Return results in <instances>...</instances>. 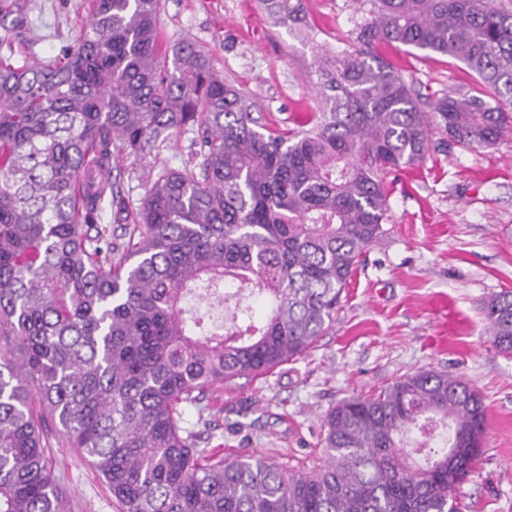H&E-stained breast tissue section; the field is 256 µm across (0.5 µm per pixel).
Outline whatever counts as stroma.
I'll use <instances>...</instances> for the list:
<instances>
[{"label": "stroma", "mask_w": 512, "mask_h": 512, "mask_svg": "<svg viewBox=\"0 0 512 512\" xmlns=\"http://www.w3.org/2000/svg\"><path fill=\"white\" fill-rule=\"evenodd\" d=\"M369 0H303L316 41L352 49ZM92 0H0V59L49 61L73 45ZM158 27L169 43L188 39L215 70L250 93L268 123L296 128L317 109L312 44L274 25L261 0H161ZM315 41V42H316ZM422 103L476 84L451 58L386 46ZM194 130L137 166L124 182L126 209L104 200V223H132L164 167L185 168ZM388 220L342 298L335 323L295 361L225 388L206 411L181 405L182 425L225 461L256 453L313 465L324 458L323 420L339 400L370 393L407 372L435 369L478 389L487 406L483 453L455 489L465 512H512V355L496 350L482 306L512 289V123L477 151L431 131L425 159L387 178ZM49 463L63 483L66 512H117L107 484L81 449L49 436Z\"/></svg>", "instance_id": "1"}]
</instances>
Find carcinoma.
<instances>
[{"label":"carcinoma","mask_w":512,"mask_h":512,"mask_svg":"<svg viewBox=\"0 0 512 512\" xmlns=\"http://www.w3.org/2000/svg\"><path fill=\"white\" fill-rule=\"evenodd\" d=\"M263 2L303 33L302 0ZM370 2L352 51L317 47L321 106L293 129L254 116L195 43L164 42L160 0H93L56 62L0 59V512H64L48 419L119 512H459L454 490L482 454L487 411L441 371L338 401L312 467L226 463L180 425V404L297 359L336 321L384 234L386 178L425 157L431 123L470 150L504 129L480 95L422 111L376 48L453 58L512 104V11ZM189 127L192 168L161 169L115 234L101 217L106 196L123 205L114 154L135 164ZM482 313L492 345L512 354V291ZM441 425L448 447L436 450Z\"/></svg>","instance_id":"cac0c4a2"}]
</instances>
